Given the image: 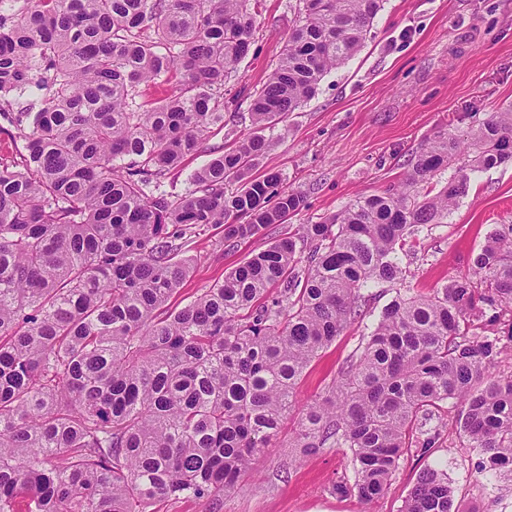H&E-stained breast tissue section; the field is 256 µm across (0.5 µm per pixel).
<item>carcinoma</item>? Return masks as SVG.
I'll return each instance as SVG.
<instances>
[{
    "label": "carcinoma",
    "mask_w": 512,
    "mask_h": 512,
    "mask_svg": "<svg viewBox=\"0 0 512 512\" xmlns=\"http://www.w3.org/2000/svg\"><path fill=\"white\" fill-rule=\"evenodd\" d=\"M384 0H298L279 63L248 96L252 127L164 189L224 131V79L247 57L260 0H0V512H157L235 491L296 410L304 370L368 314L361 289L400 278L399 252L465 195L460 168L426 185L464 142L428 140L401 183L358 197L169 307L196 233L224 245L304 206L277 173L252 176L279 125L364 47ZM34 99L22 112L13 104ZM473 169L512 163V109L476 120ZM512 313V224L490 231L472 273L429 296L397 295L318 399L292 447L352 454L353 483L384 496L401 458L427 455L442 404L483 471L512 478V347L482 336ZM427 469L401 512H455Z\"/></svg>",
    "instance_id": "1"
}]
</instances>
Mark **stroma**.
I'll return each instance as SVG.
<instances>
[{"mask_svg":"<svg viewBox=\"0 0 512 512\" xmlns=\"http://www.w3.org/2000/svg\"><path fill=\"white\" fill-rule=\"evenodd\" d=\"M298 22L296 0H262L255 43L224 86L228 125L250 127L243 97L265 82ZM512 106V0H385L360 53L332 70L317 94L289 114L286 132L254 169L279 173L287 190L300 193L303 208L288 223L229 250L223 231L208 227L187 255L192 274L173 299L183 307L227 272L300 225L315 224L403 180L407 161L441 131L466 135L474 119ZM512 224V164L472 172L468 190L443 224L424 227L401 253L403 279L368 288L380 313L396 289L430 295L437 284L468 274L487 233ZM354 324L308 365L297 388L299 403L322 395L344 359L362 343ZM460 406L446 403L431 421L439 437L426 457L406 456L388 494L366 503L338 495L333 486L350 477V453L327 448L305 455L289 447L297 415L284 420L272 448L233 493L182 497L160 512H400L424 469L443 471L455 489L458 512H512V480L478 470L480 457L459 428Z\"/></svg>","mask_w":512,"mask_h":512,"instance_id":"obj_1","label":"stroma"}]
</instances>
